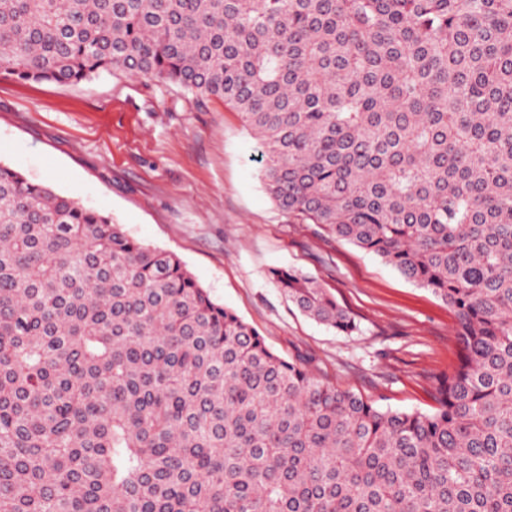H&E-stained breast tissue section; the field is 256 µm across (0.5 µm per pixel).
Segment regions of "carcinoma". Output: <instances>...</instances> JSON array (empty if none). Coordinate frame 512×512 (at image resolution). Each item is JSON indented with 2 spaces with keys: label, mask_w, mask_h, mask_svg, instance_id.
<instances>
[{
  "label": "carcinoma",
  "mask_w": 512,
  "mask_h": 512,
  "mask_svg": "<svg viewBox=\"0 0 512 512\" xmlns=\"http://www.w3.org/2000/svg\"><path fill=\"white\" fill-rule=\"evenodd\" d=\"M2 64L224 102L272 201L429 289L462 358L383 410L0 163V512H512V0H0Z\"/></svg>",
  "instance_id": "carcinoma-1"
}]
</instances>
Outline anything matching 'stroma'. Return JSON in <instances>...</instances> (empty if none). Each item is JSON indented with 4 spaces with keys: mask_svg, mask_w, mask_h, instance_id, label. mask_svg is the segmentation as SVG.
I'll use <instances>...</instances> for the list:
<instances>
[{
    "mask_svg": "<svg viewBox=\"0 0 512 512\" xmlns=\"http://www.w3.org/2000/svg\"><path fill=\"white\" fill-rule=\"evenodd\" d=\"M240 115L158 80L72 84L0 66V163L175 253L217 303L286 358L384 410L430 413L461 358L456 316L378 256L281 210ZM316 278L357 319L345 336L302 314L271 272Z\"/></svg>",
    "mask_w": 512,
    "mask_h": 512,
    "instance_id": "1",
    "label": "stroma"
}]
</instances>
